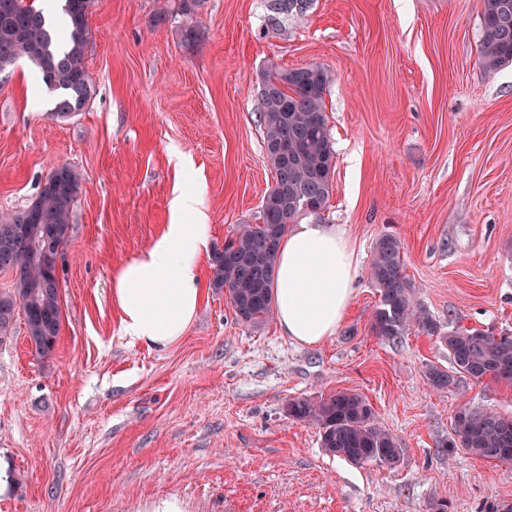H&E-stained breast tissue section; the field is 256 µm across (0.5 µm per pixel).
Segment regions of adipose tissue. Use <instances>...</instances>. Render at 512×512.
<instances>
[{
    "mask_svg": "<svg viewBox=\"0 0 512 512\" xmlns=\"http://www.w3.org/2000/svg\"><path fill=\"white\" fill-rule=\"evenodd\" d=\"M172 222L112 281L121 332L130 343L166 348L179 342L199 312L202 269L211 256L208 216L193 192L171 202ZM359 258L346 229L300 222L278 246L275 314L283 334L302 346L335 336L355 291Z\"/></svg>",
    "mask_w": 512,
    "mask_h": 512,
    "instance_id": "adipose-tissue-1",
    "label": "adipose tissue"
}]
</instances>
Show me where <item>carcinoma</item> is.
<instances>
[{"label": "carcinoma", "instance_id": "cac0c4a2", "mask_svg": "<svg viewBox=\"0 0 512 512\" xmlns=\"http://www.w3.org/2000/svg\"><path fill=\"white\" fill-rule=\"evenodd\" d=\"M94 0H60L65 34L36 0H0V74L21 59L35 64L46 89L55 94L54 113L81 112L95 92L86 66L91 41L89 19ZM484 36L479 62L492 74L512 63V0H481ZM330 72L320 65L271 69L260 77V121L264 146L274 171L265 192L259 222L241 224L224 250L212 259L213 285L225 290L236 319L257 326L273 314V271L280 239L299 215L326 208L335 191L333 149L324 95ZM288 143V155L279 147ZM82 176L68 163L56 165L28 206L4 214L0 225L27 228L28 244L0 233V253L10 252L19 270L15 287L0 293V340L10 335L11 320L21 313L34 353L51 354L61 329L59 292L51 285L61 250L68 240L73 206ZM370 279L380 298L371 330L393 340L416 328L436 336L448 349L451 369L426 368L428 386L438 392L456 387L458 376L512 384V333L481 328L444 331L415 301V285L405 273L401 240L379 236L373 246ZM288 418L319 429L321 447L356 465L398 463L399 441L377 420L365 396L339 390L318 401L288 400ZM450 448H463L489 462L512 463V414L464 405L455 415Z\"/></svg>", "mask_w": 512, "mask_h": 512}]
</instances>
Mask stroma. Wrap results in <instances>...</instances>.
Segmentation results:
<instances>
[{
    "mask_svg": "<svg viewBox=\"0 0 512 512\" xmlns=\"http://www.w3.org/2000/svg\"><path fill=\"white\" fill-rule=\"evenodd\" d=\"M202 0L185 45L179 0H95L87 66L96 92L60 118L36 67L0 79V215L27 206L53 165L83 175L59 261L62 324L32 352L23 320L0 342V512H479L512 503V466L449 449L464 403L512 414V384L462 378L438 338L378 339L376 239L400 238L417 302L442 328L512 330V63L479 64L480 0ZM278 28H271V19ZM318 64L336 189L318 218L361 251L335 336L316 347L276 319L239 323L203 268L187 335L152 349L120 333L114 273L198 192L213 250L257 221L273 183L259 78ZM349 389L399 441L395 466L322 448L289 399Z\"/></svg>",
    "mask_w": 512,
    "mask_h": 512,
    "instance_id": "1",
    "label": "stroma"
}]
</instances>
